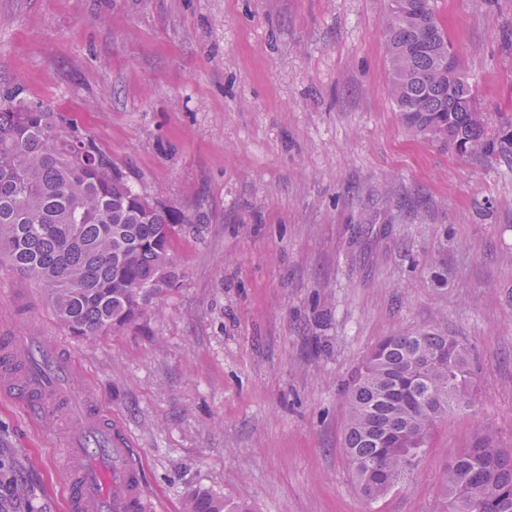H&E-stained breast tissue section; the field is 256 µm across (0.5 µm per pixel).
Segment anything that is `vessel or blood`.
Returning <instances> with one entry per match:
<instances>
[{
    "label": "vessel or blood",
    "instance_id": "b4317fda",
    "mask_svg": "<svg viewBox=\"0 0 512 512\" xmlns=\"http://www.w3.org/2000/svg\"><path fill=\"white\" fill-rule=\"evenodd\" d=\"M26 342L19 336L0 347V392L23 397L43 419L50 416L47 396L75 406L67 439V512H156L143 482L141 456L122 423L98 403L83 402L79 386L71 382V362L60 359L42 370L29 367L23 355Z\"/></svg>",
    "mask_w": 512,
    "mask_h": 512
}]
</instances>
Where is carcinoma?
Instances as JSON below:
<instances>
[{"label":"carcinoma","instance_id":"1","mask_svg":"<svg viewBox=\"0 0 512 512\" xmlns=\"http://www.w3.org/2000/svg\"><path fill=\"white\" fill-rule=\"evenodd\" d=\"M383 20L391 96L405 128L455 154L512 150V131H489L471 109L470 82L428 0H401ZM178 219L129 185L73 120L37 100L0 94V262L37 284L68 335L93 342L138 321L176 287ZM467 347L439 333L399 334L369 354L349 392L343 450L359 491L376 500L404 483L437 425L472 407ZM445 512H512V448L480 425L445 468ZM186 512H250L194 494Z\"/></svg>","mask_w":512,"mask_h":512}]
</instances>
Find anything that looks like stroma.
I'll list each match as a JSON object with an SVG mask.
<instances>
[{
	"label": "stroma",
	"instance_id": "stroma-1",
	"mask_svg": "<svg viewBox=\"0 0 512 512\" xmlns=\"http://www.w3.org/2000/svg\"><path fill=\"white\" fill-rule=\"evenodd\" d=\"M388 0H0V89L73 118L184 217L176 288L87 343L0 266V336H49L128 429L160 512H443L476 420L512 445V154L411 137ZM493 123L512 115V0H437ZM470 350L471 414L377 500L342 450L347 389L394 334ZM64 422L0 396V512H66ZM186 512H250L244 503L228 504L209 494H193L186 503Z\"/></svg>",
	"mask_w": 512,
	"mask_h": 512
}]
</instances>
